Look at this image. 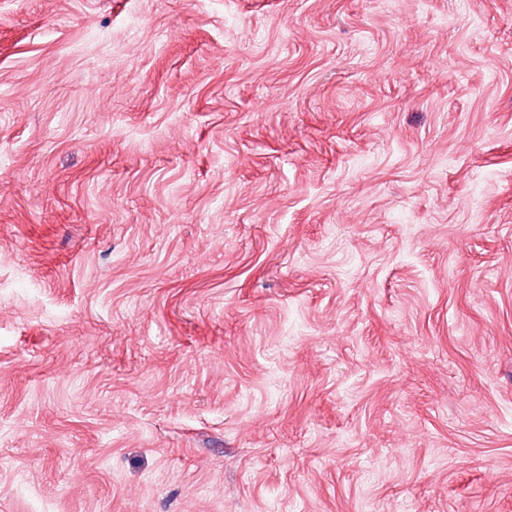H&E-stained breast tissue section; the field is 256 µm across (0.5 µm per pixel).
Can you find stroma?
<instances>
[{
  "mask_svg": "<svg viewBox=\"0 0 512 512\" xmlns=\"http://www.w3.org/2000/svg\"><path fill=\"white\" fill-rule=\"evenodd\" d=\"M512 512V0H0V512Z\"/></svg>",
  "mask_w": 512,
  "mask_h": 512,
  "instance_id": "stroma-1",
  "label": "stroma"
}]
</instances>
